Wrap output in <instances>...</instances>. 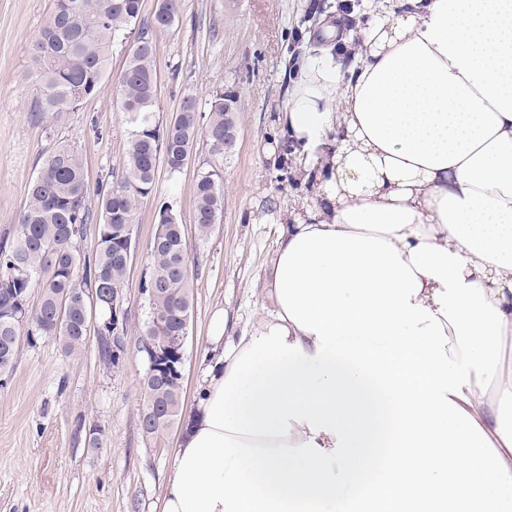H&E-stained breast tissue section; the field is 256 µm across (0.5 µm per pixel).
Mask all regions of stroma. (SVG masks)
<instances>
[{"label":"stroma","instance_id":"obj_1","mask_svg":"<svg viewBox=\"0 0 512 512\" xmlns=\"http://www.w3.org/2000/svg\"><path fill=\"white\" fill-rule=\"evenodd\" d=\"M311 0H182L179 20L156 37V119L168 123L186 95L207 112L213 92L237 96V143L219 156L194 142L181 173L159 167L154 191L137 214L136 248L123 295L128 312L125 354L104 366L95 342L67 355L47 336L22 341L6 386H0V512H160L165 477L184 431L173 425L156 436L139 426L147 359L139 340L149 308L141 280L161 203L181 224L194 278L183 395L193 405L200 356L211 319L224 310L228 335H240L261 315V281L283 224L315 209L319 191L293 188L279 166L289 135L280 115L290 86L324 43L333 24L324 13L293 53L295 31ZM52 0H0V235L12 231L29 199V186L50 148L77 147L91 189L120 176L132 127L113 78L57 122L30 117L35 90L25 74L31 48ZM223 176L224 211L211 235L193 228L195 181L201 172ZM104 435L92 445L87 434Z\"/></svg>","mask_w":512,"mask_h":512}]
</instances>
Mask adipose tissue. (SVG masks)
<instances>
[{"mask_svg":"<svg viewBox=\"0 0 512 512\" xmlns=\"http://www.w3.org/2000/svg\"><path fill=\"white\" fill-rule=\"evenodd\" d=\"M282 120L328 170L213 318L161 512H512V0H381Z\"/></svg>","mask_w":512,"mask_h":512,"instance_id":"adipose-tissue-1","label":"adipose tissue"}]
</instances>
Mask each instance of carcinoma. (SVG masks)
<instances>
[{
	"instance_id": "cac0c4a2",
	"label": "carcinoma",
	"mask_w": 512,
	"mask_h": 512,
	"mask_svg": "<svg viewBox=\"0 0 512 512\" xmlns=\"http://www.w3.org/2000/svg\"><path fill=\"white\" fill-rule=\"evenodd\" d=\"M181 0H157L151 18H141L142 0H54L49 19L32 45L26 79L35 87L31 116L42 122L73 112L95 94L107 77L112 47L135 33L117 79L120 103L133 126L122 175L110 182L97 209L82 154L58 144L31 183L29 201L14 232L0 237V372L13 368L21 338L57 339L69 355L87 345L92 311L99 314L97 353L106 366L125 352L128 314L123 288L135 249L133 224L154 189L160 163L170 174L183 169L194 140L203 136L214 153L226 155L237 141V98L217 91L208 113L186 95L165 126L155 119L156 37L170 30ZM221 174L198 175L195 224L208 237L224 209ZM95 225L94 256L83 254L78 240ZM142 284L149 319L141 340L162 344L176 336L193 307L192 276L183 225L173 205L159 209ZM143 434L155 435L184 420L182 379L158 375L147 367L143 377Z\"/></svg>"
}]
</instances>
